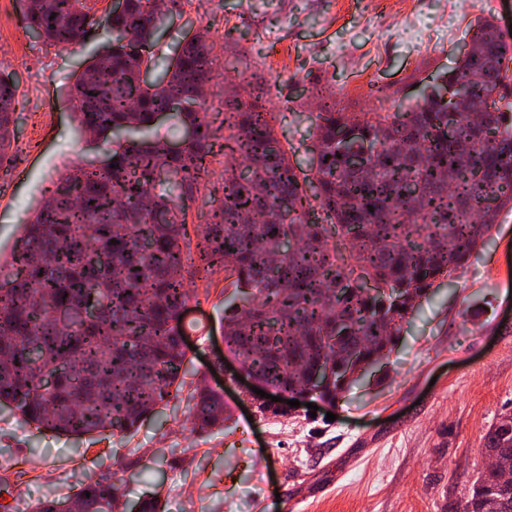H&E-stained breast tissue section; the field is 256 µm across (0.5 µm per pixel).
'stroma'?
Returning <instances> with one entry per match:
<instances>
[{
    "label": "stroma",
    "mask_w": 512,
    "mask_h": 512,
    "mask_svg": "<svg viewBox=\"0 0 512 512\" xmlns=\"http://www.w3.org/2000/svg\"><path fill=\"white\" fill-rule=\"evenodd\" d=\"M421 21L444 18L439 43L418 44L398 27L376 29L395 0H197L169 6L157 38L169 49L186 35L227 43L211 92L234 86L248 97L264 78L266 105L287 110L292 161L306 162L312 86L331 89L340 112H372L380 98L414 104L424 83L454 67L475 18L493 14L512 28V0H420ZM113 0H91L95 21L66 49L0 26V74L16 91L17 140L0 168V258L9 259L21 226L52 196L75 161L104 165L110 144L80 138L69 88L102 50L100 22ZM224 279L190 286L184 328L192 370L225 363L232 419L198 434L187 399L144 421L130 437L91 444L21 423L0 407V490L9 512H30L46 496L72 494L85 479L122 470L129 503L160 493L166 512H444L463 497L485 462L484 435L512 412V211H502L467 265L435 282L404 324L398 347L375 376L317 412L249 419L241 381L224 345Z\"/></svg>",
    "instance_id": "stroma-1"
}]
</instances>
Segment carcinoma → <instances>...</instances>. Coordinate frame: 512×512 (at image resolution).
<instances>
[{
  "label": "carcinoma",
  "instance_id": "cac0c4a2",
  "mask_svg": "<svg viewBox=\"0 0 512 512\" xmlns=\"http://www.w3.org/2000/svg\"><path fill=\"white\" fill-rule=\"evenodd\" d=\"M87 0H25L23 27L66 49L85 38ZM156 0H125L104 18L107 49L70 89L79 132L116 143L106 164L58 178L51 200L0 261V405L27 424L80 439L131 434L177 397L189 372L183 331L187 279L222 273L224 343L271 385L334 402L396 347L435 281L463 267L501 210H512V45L480 19L473 49L406 111H336L317 86L309 172L278 137L267 86L202 100L219 57L189 38L163 65ZM158 70L154 82L142 78ZM16 86L0 75V166L12 145ZM489 111L478 116L479 105ZM174 112L193 136L172 150L149 138ZM224 136H219V130ZM224 171L214 176L216 150ZM361 163L355 164L352 159ZM218 194L188 230L189 202ZM374 211H369V208ZM102 310L62 322L88 302ZM193 429L224 427V395L199 378ZM485 454L512 459V413L485 434ZM123 479H89L32 512H125ZM448 512H512V481L483 467Z\"/></svg>",
  "mask_w": 512,
  "mask_h": 512
}]
</instances>
